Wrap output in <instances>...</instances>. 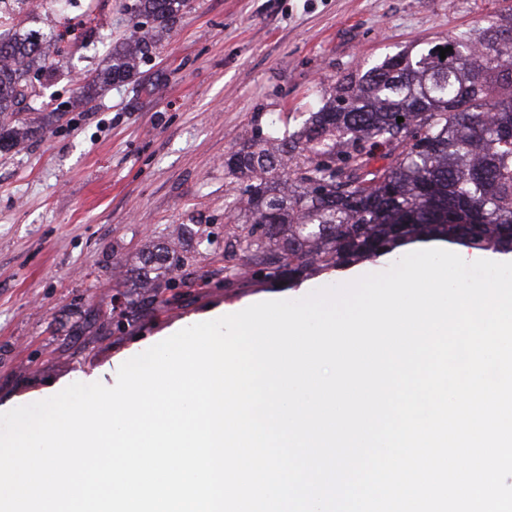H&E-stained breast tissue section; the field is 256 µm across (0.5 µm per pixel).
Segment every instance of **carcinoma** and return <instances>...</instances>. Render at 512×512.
<instances>
[{
	"label": "carcinoma",
	"instance_id": "cac0c4a2",
	"mask_svg": "<svg viewBox=\"0 0 512 512\" xmlns=\"http://www.w3.org/2000/svg\"><path fill=\"white\" fill-rule=\"evenodd\" d=\"M189 10L187 0H134L132 31L112 47L104 80L131 78ZM63 68L36 36L0 33V153L43 131L39 99L21 108L27 75ZM224 169L234 184L224 271L260 282L330 274L414 242L512 253V25L402 50L344 76L299 131L256 130ZM213 244L153 245L139 257L134 287L158 296L173 287L174 269Z\"/></svg>",
	"mask_w": 512,
	"mask_h": 512
}]
</instances>
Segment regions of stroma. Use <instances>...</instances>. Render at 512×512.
Listing matches in <instances>:
<instances>
[{
    "label": "stroma",
    "instance_id": "obj_1",
    "mask_svg": "<svg viewBox=\"0 0 512 512\" xmlns=\"http://www.w3.org/2000/svg\"><path fill=\"white\" fill-rule=\"evenodd\" d=\"M78 2L97 26L52 0L32 12L0 0L9 24L62 35L66 64L44 91L67 105L22 151L0 154V412L74 382L113 386L126 350L220 307L344 284L225 285V156L254 127L299 129L345 74L512 22V0H195L135 79L83 106L78 81L106 66L133 0ZM180 224L214 238L206 258L179 270L177 287L128 304L141 250Z\"/></svg>",
    "mask_w": 512,
    "mask_h": 512
}]
</instances>
